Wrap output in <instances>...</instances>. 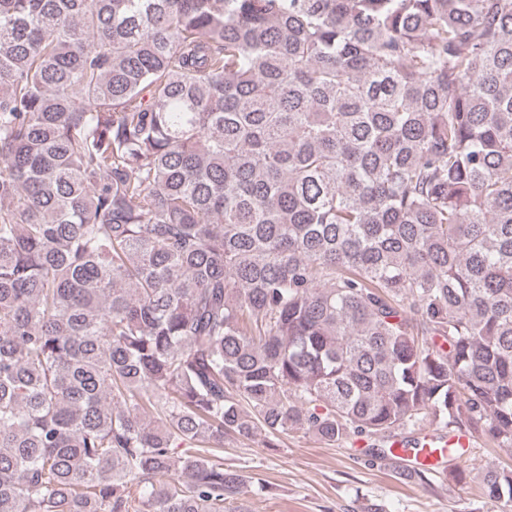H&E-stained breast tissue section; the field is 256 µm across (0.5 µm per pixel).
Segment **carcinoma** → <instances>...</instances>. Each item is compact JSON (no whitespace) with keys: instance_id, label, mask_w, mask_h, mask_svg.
<instances>
[{"instance_id":"1","label":"carcinoma","mask_w":512,"mask_h":512,"mask_svg":"<svg viewBox=\"0 0 512 512\" xmlns=\"http://www.w3.org/2000/svg\"><path fill=\"white\" fill-rule=\"evenodd\" d=\"M257 429L512 448V0H0V512Z\"/></svg>"}]
</instances>
